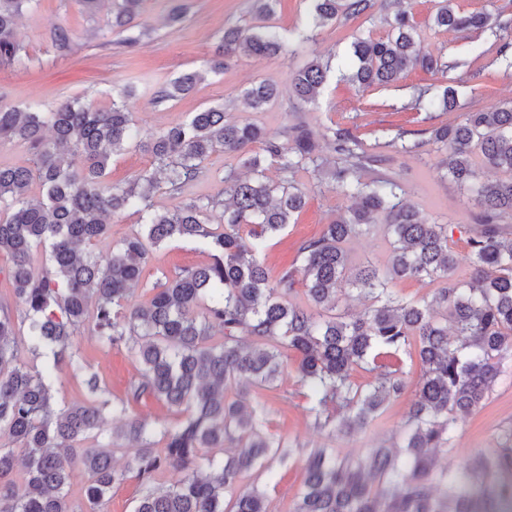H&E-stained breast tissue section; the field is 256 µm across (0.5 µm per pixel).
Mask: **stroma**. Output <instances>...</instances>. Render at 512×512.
Masks as SVG:
<instances>
[{
    "label": "stroma",
    "instance_id": "stroma-1",
    "mask_svg": "<svg viewBox=\"0 0 512 512\" xmlns=\"http://www.w3.org/2000/svg\"><path fill=\"white\" fill-rule=\"evenodd\" d=\"M172 0H144L141 18L153 25L149 38L133 48L120 44L117 34L105 30L104 15L112 5L104 0L100 13L89 16L80 0H35L22 15L18 39L25 47L29 63L19 68L0 64V104L23 107L29 104L52 109L59 101L78 98L98 107L110 105L113 95L125 87H136L127 107L143 130L156 132L186 120L191 113L209 106H223L228 121L254 122L277 136L302 124L321 138V153L334 158L326 134L346 130L361 139L364 148L382 156L383 173L397 179L405 198L428 221L448 227V243L460 256L457 280L468 281L472 268L466 259L468 241L477 230L478 209L468 193L444 177L437 152L429 141L432 126L451 120L453 114L478 108L491 109L512 101V47L489 31H443L433 23L434 0H405L417 24L416 41L423 51L447 61L445 72L430 74L410 69L386 87L355 90L343 81L351 60L355 37H386L387 27L365 17L340 20L320 28L310 20V0H279L271 19L286 37L303 31L312 40L299 50H285L275 57L242 55L223 73L208 72L225 25L252 23L251 0H186L184 21L176 26L165 23ZM68 27L72 49L59 54L51 33ZM331 62L327 80L315 101H300L286 90L291 71L305 65L313 56ZM205 76L188 96L163 104H153L155 88L189 71ZM269 79L281 85L278 98L263 110L253 112L241 102V95L253 81ZM434 85L436 90L452 89L454 112H427L416 109V87ZM412 145V152L398 151V144ZM239 165L237 155L212 153L200 176L179 192L159 186L152 195L155 209L165 210L199 199L217 196L224 187L226 171ZM295 183L307 188V204L294 224L266 243L265 264L278 273L292 263L302 242L318 236L325 224L352 204L350 197L337 192L331 183H318L312 170L297 171ZM353 263L371 261L386 268L392 250L382 226L352 238L345 245ZM209 256L196 243L176 241L154 250L128 308L146 305L154 288L184 271L207 264ZM76 343L111 397H124L137 378L139 362L127 350H107L99 346L92 327L82 329ZM296 362H289L277 391L251 393L248 405H266L268 430L288 442L305 448H332L339 456L354 457L369 448L391 446L404 419L409 395L390 401L382 414L352 436L329 437L316 431L306 415ZM512 428V381L496 382L481 406L460 416L457 432L440 465L455 464L479 452L498 450V438ZM268 482L270 512H288L298 491L303 464L292 460L274 467Z\"/></svg>",
    "mask_w": 512,
    "mask_h": 512
}]
</instances>
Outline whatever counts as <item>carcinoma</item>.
Here are the masks:
<instances>
[{
  "mask_svg": "<svg viewBox=\"0 0 512 512\" xmlns=\"http://www.w3.org/2000/svg\"><path fill=\"white\" fill-rule=\"evenodd\" d=\"M33 0H0V63L23 65L18 20ZM316 27L343 16L373 18L377 0H312ZM453 0H439L434 23L446 30L489 29L504 40L509 26L483 12H460ZM143 0H116L107 26L133 46L153 33L137 21ZM278 0H253L254 23L224 28L209 70L220 73L239 52L281 53L284 42L269 24ZM388 21L384 39L352 43L357 89L387 86L411 67L435 73L443 63L417 48L413 15L401 8ZM52 42L71 50L70 31L58 26ZM328 65L315 56L289 75L292 93L312 102L327 78ZM201 80L185 72L153 93L161 104L191 94ZM131 90L97 108L66 99L50 112L38 105L0 106V141L21 140L33 149L30 167L0 166V255L9 260L0 274L10 285L27 324L16 332L14 310L0 303V512H104L111 489L130 472L142 486L134 512H269L261 477L273 464L302 453L266 433L265 408L245 402L253 389L274 391L288 359L297 361L306 411L329 434L366 427L383 406L406 388L401 368L383 369L378 359L416 354L422 368L402 429L404 454L370 448L341 460L332 448H312L304 460L300 490L289 512H512V429L502 452L469 459L453 471L438 470L436 453L449 446L457 415L477 407L503 376L512 377V237L502 221L512 218V103L491 111L465 112L435 126L430 140L447 153V175L479 209L480 231L469 239L471 282L453 279L459 256L448 244V225L429 222L401 198L400 185L375 170L380 159L346 131L332 132L335 188L354 199L322 234L299 247V263L271 279L262 259L265 242L293 223L306 192L290 180L266 179L263 163L294 174L320 172L322 158L314 133L292 128L283 143L248 122H228L224 107H210L158 132H145L128 112ZM278 94L266 81L243 94L246 107L264 109ZM428 110L452 108L450 90L441 99L421 98ZM261 145L262 151L252 150ZM134 147L150 153L152 168L124 185L106 182L113 157ZM222 149L237 155L242 175L224 176L226 198L153 209L159 182L176 192L198 178L202 163ZM499 170L495 180L479 175L475 158ZM42 197L28 198L32 183ZM223 208L215 231L207 213ZM134 209L139 229L112 247L106 266L89 251L106 235V218ZM385 224L391 238L390 266L354 265L345 242ZM173 241H192L210 261L155 288L147 305L125 308L139 285L152 252ZM46 254L40 272L33 254ZM415 279L440 287L421 300L406 301L390 284ZM301 283L307 303L288 300ZM355 290L363 308L338 307V291ZM98 344L123 346L140 363L126 397H103L97 377L72 337L85 323ZM242 336L253 337L246 345ZM42 357L35 369L25 355ZM86 377L90 401L58 402L59 373ZM358 370L376 373L359 383ZM152 397L184 414L171 428L129 415L131 402ZM120 420L108 428L109 420ZM112 431V439L137 446L122 467L110 446L83 447L88 436ZM164 442L156 451V440ZM88 474L86 506L74 510L66 487L71 470ZM160 471L177 478L156 482ZM248 487H241L247 475Z\"/></svg>",
  "mask_w": 512,
  "mask_h": 512,
  "instance_id": "carcinoma-1",
  "label": "carcinoma"
}]
</instances>
